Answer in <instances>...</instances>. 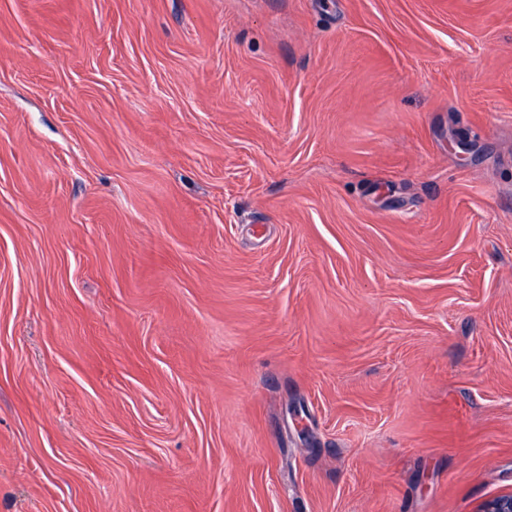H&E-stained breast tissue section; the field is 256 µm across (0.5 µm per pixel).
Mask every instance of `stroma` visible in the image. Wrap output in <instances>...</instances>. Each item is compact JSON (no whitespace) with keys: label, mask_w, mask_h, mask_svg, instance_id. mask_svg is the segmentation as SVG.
Instances as JSON below:
<instances>
[{"label":"stroma","mask_w":512,"mask_h":512,"mask_svg":"<svg viewBox=\"0 0 512 512\" xmlns=\"http://www.w3.org/2000/svg\"><path fill=\"white\" fill-rule=\"evenodd\" d=\"M512 492V0H0V512Z\"/></svg>","instance_id":"stroma-1"}]
</instances>
